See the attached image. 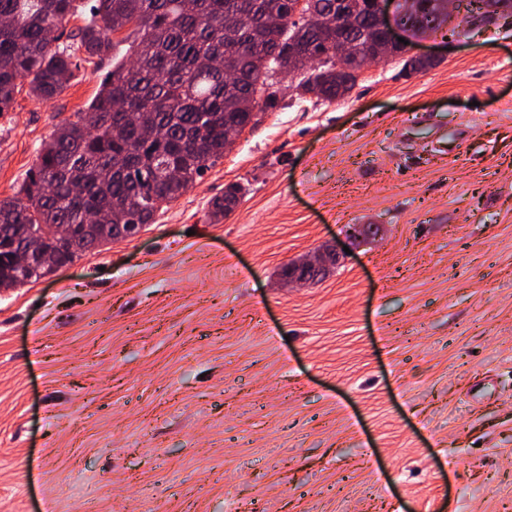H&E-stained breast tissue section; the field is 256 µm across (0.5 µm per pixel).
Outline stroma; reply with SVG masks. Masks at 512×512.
Segmentation results:
<instances>
[{
	"label": "stroma",
	"instance_id": "35a3bbf8",
	"mask_svg": "<svg viewBox=\"0 0 512 512\" xmlns=\"http://www.w3.org/2000/svg\"><path fill=\"white\" fill-rule=\"evenodd\" d=\"M112 41L0 114V198ZM408 41L438 65L281 78L138 236L0 290V512H512V16ZM339 254L327 250L320 253L314 261L291 262L284 270V276L293 282H310L322 278L336 264Z\"/></svg>",
	"mask_w": 512,
	"mask_h": 512
}]
</instances>
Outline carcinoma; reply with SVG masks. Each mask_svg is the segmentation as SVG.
I'll return each mask as SVG.
<instances>
[{
    "label": "carcinoma",
    "mask_w": 512,
    "mask_h": 512,
    "mask_svg": "<svg viewBox=\"0 0 512 512\" xmlns=\"http://www.w3.org/2000/svg\"><path fill=\"white\" fill-rule=\"evenodd\" d=\"M77 0H0V113L18 84L48 100L73 77L75 54L103 58L110 35L131 30L132 53L101 80L87 111L60 124L44 142L15 196L0 199V239L28 226L40 231L25 247L41 263L21 272V284L71 264L121 235L122 224H150L224 157L230 128L241 133L252 104L272 108L271 78L289 54L306 48L294 69L298 85L318 101L348 95L361 62L336 74L328 49L336 32L289 18L290 0H94L76 48L59 44ZM512 14V0H461L464 18ZM341 37L357 46L382 41L366 7ZM448 19V0H420L403 19L415 34Z\"/></svg>",
    "instance_id": "carcinoma-1"
}]
</instances>
